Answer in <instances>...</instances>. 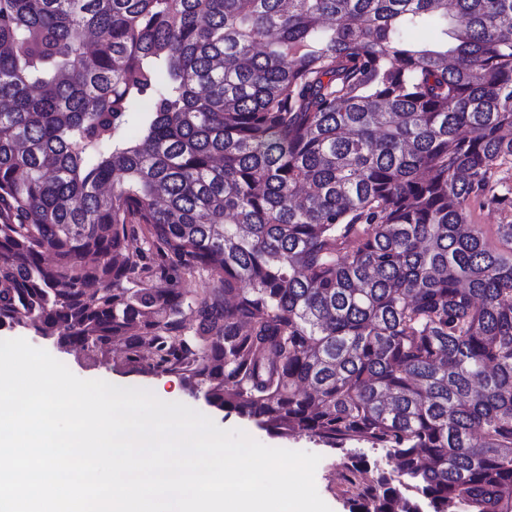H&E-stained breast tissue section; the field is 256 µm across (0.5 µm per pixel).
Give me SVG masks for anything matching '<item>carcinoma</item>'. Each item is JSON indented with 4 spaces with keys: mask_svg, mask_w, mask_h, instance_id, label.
I'll use <instances>...</instances> for the list:
<instances>
[{
    "mask_svg": "<svg viewBox=\"0 0 512 512\" xmlns=\"http://www.w3.org/2000/svg\"><path fill=\"white\" fill-rule=\"evenodd\" d=\"M509 158L512 0H0V328L512 512ZM512 221V212H502L496 208L483 205L480 201L471 202L468 209L469 224H478L485 232L492 245L506 248L498 241L495 230L497 224H507Z\"/></svg>",
    "mask_w": 512,
    "mask_h": 512,
    "instance_id": "obj_1",
    "label": "carcinoma"
}]
</instances>
